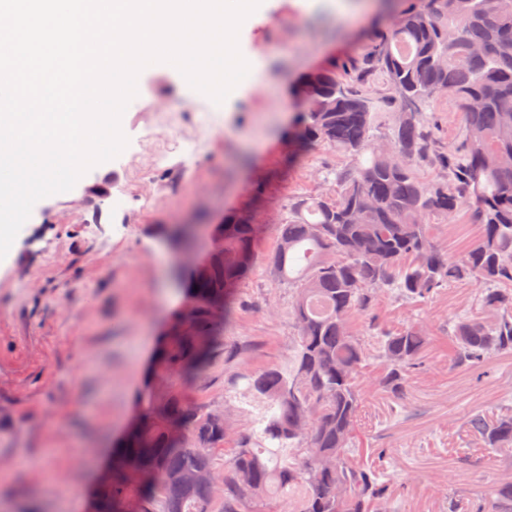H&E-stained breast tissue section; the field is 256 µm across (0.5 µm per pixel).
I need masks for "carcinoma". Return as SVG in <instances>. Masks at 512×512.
<instances>
[{"label":"carcinoma","instance_id":"1","mask_svg":"<svg viewBox=\"0 0 512 512\" xmlns=\"http://www.w3.org/2000/svg\"><path fill=\"white\" fill-rule=\"evenodd\" d=\"M368 55L406 110L388 148L371 138L364 96L335 71L315 70L297 90L306 107L297 143L330 144L351 157L353 169L337 176V195L300 198L276 225L269 264L294 290L296 347L289 376L272 367L240 378V395L266 402L255 420L260 429L232 435L223 412L197 410L176 389L150 394L140 424L112 450L108 481L92 493L98 512H120L128 498L139 500L141 512H210L220 496L224 512H388L387 483L355 448L358 380L369 360H379V388L404 398L428 336L408 326L372 346L350 332L351 317L371 310L384 290L421 303L451 283L478 281L485 315L452 321L455 364L477 369L512 354V0H420L400 11ZM444 93L465 112V150L454 172L480 229L458 259L431 244L426 218H450L463 201L446 184L420 182L409 164L421 147L411 107ZM220 232L219 247L184 281L190 327L176 325L167 336L155 362L163 375L190 380L207 368L213 311L227 308L253 267L252 218L231 216ZM465 427L482 448L512 452V406L474 411ZM288 445L298 454L285 465L278 452ZM219 451L229 466L220 488ZM467 508L512 512V481L492 483Z\"/></svg>","mask_w":512,"mask_h":512}]
</instances>
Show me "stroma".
I'll use <instances>...</instances> for the list:
<instances>
[{"label":"stroma","instance_id":"35a3bbf8","mask_svg":"<svg viewBox=\"0 0 512 512\" xmlns=\"http://www.w3.org/2000/svg\"><path fill=\"white\" fill-rule=\"evenodd\" d=\"M393 19L384 0H267L240 37L258 63L256 79H243L218 105L180 71L147 72L138 109L123 113L125 149L34 205L0 260V512H87V490L105 473L113 444L144 396L165 384L154 363L183 303L172 272L207 257L227 215L253 214L259 247L188 401L221 411L237 376L292 369L293 293L267 264L276 226L296 198L336 191L325 172L352 167L327 144L295 153L287 137L299 110L293 88L313 69H335L367 97L370 133L389 145L399 103L367 51ZM419 122L415 175L427 185L452 181L446 161L464 152L463 112L442 94L423 104ZM173 136L180 148L153 164ZM178 225L191 230L182 244L170 235ZM428 232L439 250L460 258L478 237L472 205L450 219L430 217ZM480 292L478 283L459 282L416 305L383 292L352 321L357 336L410 325L429 336L404 399L380 390L379 362L360 378L356 443L383 451L377 464L390 481L392 512H448L449 494L469 499L512 477V455L468 459L466 416L512 405V355L477 371L453 361L449 324L480 312Z\"/></svg>","mask_w":512,"mask_h":512}]
</instances>
